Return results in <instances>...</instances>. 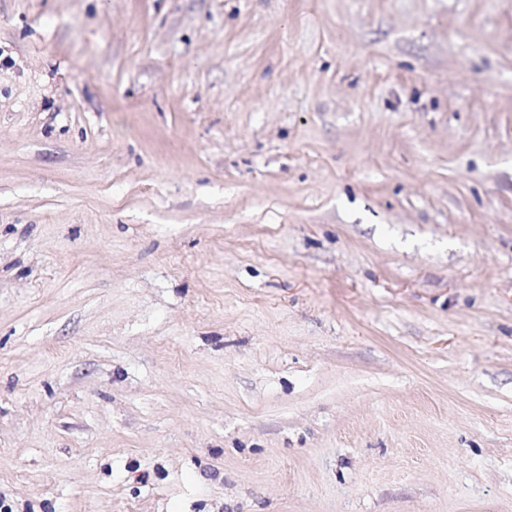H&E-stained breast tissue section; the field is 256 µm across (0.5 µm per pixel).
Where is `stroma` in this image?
Segmentation results:
<instances>
[{
  "mask_svg": "<svg viewBox=\"0 0 512 512\" xmlns=\"http://www.w3.org/2000/svg\"><path fill=\"white\" fill-rule=\"evenodd\" d=\"M10 512H512V0H0Z\"/></svg>",
  "mask_w": 512,
  "mask_h": 512,
  "instance_id": "obj_1",
  "label": "stroma"
}]
</instances>
